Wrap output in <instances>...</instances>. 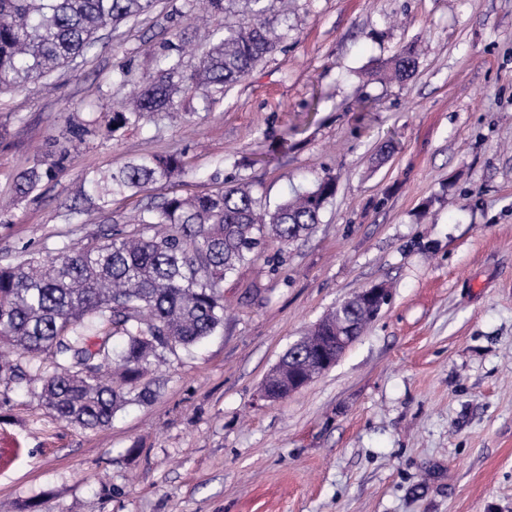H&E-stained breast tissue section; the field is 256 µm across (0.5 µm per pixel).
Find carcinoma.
Returning <instances> with one entry per match:
<instances>
[{"mask_svg": "<svg viewBox=\"0 0 512 512\" xmlns=\"http://www.w3.org/2000/svg\"><path fill=\"white\" fill-rule=\"evenodd\" d=\"M242 18L209 34L210 49L188 74L181 57L164 55L127 111L114 112L104 134L114 136L151 112H168L185 82L204 104L244 79L272 55L291 26L272 19L273 0H242ZM154 0H0V93L47 79L59 67L102 47L100 31L148 13ZM417 57L402 49L392 77L413 75ZM68 157L21 172L24 198L64 168ZM184 173L182 156L153 154L127 161L89 182L87 200L107 211L117 196L148 184L166 185ZM336 192L327 175L313 187L260 212L239 183L215 192L164 196L135 219L137 229L109 227L101 238L63 245L56 255L0 264V380L42 384V405L58 420L83 429L109 425L137 392L148 367L179 348L211 336L224 323V277L271 242L284 250L311 234ZM336 335L332 312L309 332ZM122 339L115 351L112 339Z\"/></svg>", "mask_w": 512, "mask_h": 512, "instance_id": "carcinoma-1", "label": "carcinoma"}]
</instances>
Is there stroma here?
<instances>
[{
  "mask_svg": "<svg viewBox=\"0 0 512 512\" xmlns=\"http://www.w3.org/2000/svg\"><path fill=\"white\" fill-rule=\"evenodd\" d=\"M194 0H156L96 55L0 94V261L127 227L164 190L245 183L271 207L325 175L308 238L224 278V324L168 355L110 426L56 420L40 387L0 382L9 512H512V0H276L287 39L210 109L86 136L29 196L17 174L75 123L123 110L162 54L206 52ZM185 40L173 39L175 31ZM417 46L414 75L371 72ZM127 72L126 82L117 73ZM177 152L170 188L81 205L90 177ZM382 284L389 300L336 365L279 403L261 387L326 313Z\"/></svg>",
  "mask_w": 512,
  "mask_h": 512,
  "instance_id": "stroma-1",
  "label": "stroma"
}]
</instances>
